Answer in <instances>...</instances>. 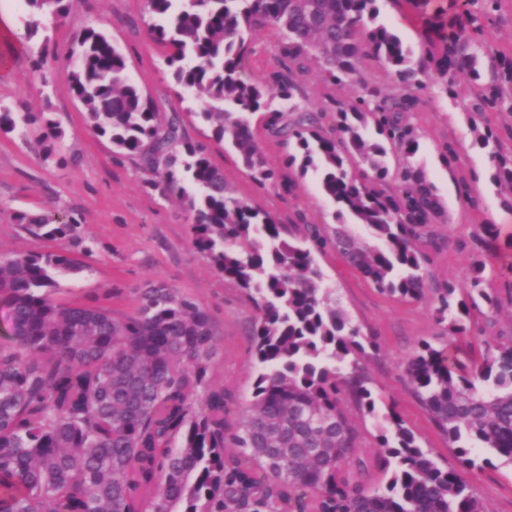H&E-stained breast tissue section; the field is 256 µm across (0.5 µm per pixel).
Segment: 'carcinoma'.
<instances>
[{"instance_id":"obj_1","label":"carcinoma","mask_w":512,"mask_h":512,"mask_svg":"<svg viewBox=\"0 0 512 512\" xmlns=\"http://www.w3.org/2000/svg\"><path fill=\"white\" fill-rule=\"evenodd\" d=\"M28 33L70 0H23ZM160 19L154 39L172 48L167 64L181 88L203 104L214 136L234 147L262 185L280 186L256 140L251 117L264 113L272 134L292 140L300 176L313 174L336 206V250L379 291L425 301L422 270L427 225L445 218L426 172L409 158L419 148L411 122L421 92L448 94L460 72L473 85L466 110L512 112V51H489L486 23L502 0H450L426 14V0H404L423 28V52L378 22L379 0H147ZM278 37V66L245 76L254 36ZM79 63L72 90L91 130L154 172L155 187L179 195L193 243L224 278L251 299L256 372L252 399L231 418L235 396L207 383L220 337L196 298L161 279L129 289L118 316L105 301L62 298L61 281L86 265L61 252L0 257V512H486L464 478L473 453L489 449L512 464V335L464 366L453 352L471 313L499 308L483 288L487 258L469 291L430 299L447 324L448 349L423 343L405 376L430 417L457 448L442 468L391 405L377 398L361 360L380 351L336 299L314 252L316 236L289 240L284 226L234 194L208 148L183 138L179 116L162 121L130 78L124 55L103 33L74 35ZM490 59L489 81L478 65ZM374 63L402 92L384 94L362 71ZM316 69L333 86L359 82V95L336 112L299 111L296 98ZM42 131L46 156L61 138L45 113L0 107V130ZM493 180L512 188V156L490 127L477 132ZM403 158L397 190L386 189L388 152ZM352 217L379 246H361L345 229ZM35 238H81L82 225L51 212L17 215ZM348 397L380 429L377 446L350 463L364 440L342 405ZM385 485L363 484L369 470Z\"/></svg>"}]
</instances>
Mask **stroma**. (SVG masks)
<instances>
[{
	"label": "stroma",
	"mask_w": 512,
	"mask_h": 512,
	"mask_svg": "<svg viewBox=\"0 0 512 512\" xmlns=\"http://www.w3.org/2000/svg\"><path fill=\"white\" fill-rule=\"evenodd\" d=\"M0 105L16 112H44L59 122L62 137L53 155H46L39 131L28 136L0 132V256L21 252H67L85 258L87 267L70 281L69 300L104 297L128 291L156 278L193 295L215 323L223 350L208 380L224 385L245 406L252 395L255 359L249 328L254 308L239 286L216 273L192 244L188 211L179 196L154 188V175L137 158L116 159L109 139L92 134L80 101L71 90L68 52L74 35L92 28L105 33L123 53L129 74L151 99L157 112L178 113L183 136L209 147V158L221 169L235 195L247 198L261 212L284 224L292 237H303L308 225L335 238L334 204L314 176L296 179L291 192L257 186L239 155L214 138L199 103L184 95L165 63L168 47L154 41L149 27L155 18L146 0H71L61 20L45 17L34 36H26L27 8L21 0H0ZM471 77L459 74L456 98L425 94L415 113L420 147L413 161L436 186L448 220L429 225L432 242L424 248L429 292L448 286L465 293L478 255L489 263L484 286L497 293V313L474 315L459 358L480 360L488 342L512 332V245L485 236L483 225L494 210L512 221V190L491 179L492 167L473 131L472 113L464 109ZM305 111L333 108L335 101L354 97L348 83L326 85L318 71L304 80ZM453 143L456 156L445 163L442 148ZM51 208L82 224L84 244L71 239L44 240L30 236L17 222L20 213L38 214ZM92 256H84V245ZM327 282L336 289L343 308L366 334L377 337L381 351L364 360L373 390L415 433L440 466L455 463V450L415 399L404 375V361L421 342L446 344L430 302L402 301L380 293L349 267L336 250L317 255ZM466 479L487 512H512V465L500 459L477 464Z\"/></svg>",
	"instance_id": "obj_1"
}]
</instances>
